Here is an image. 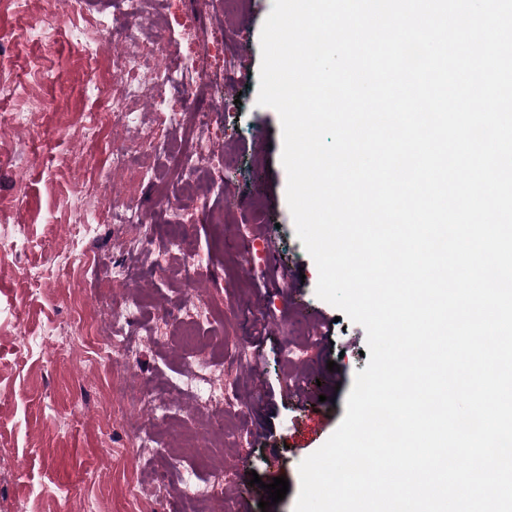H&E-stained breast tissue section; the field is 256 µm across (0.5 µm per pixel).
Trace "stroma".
<instances>
[{
  "label": "stroma",
  "mask_w": 512,
  "mask_h": 512,
  "mask_svg": "<svg viewBox=\"0 0 512 512\" xmlns=\"http://www.w3.org/2000/svg\"><path fill=\"white\" fill-rule=\"evenodd\" d=\"M272 4L146 0L168 28L169 55L210 45L220 29L237 62L213 71L240 103L215 113V160L189 185L163 148L190 127L171 126L145 99L130 104L142 127L107 117L121 85L96 26L116 18L117 0H84L76 15L66 0H0V448L20 462L0 463V512H234L237 481L205 504L184 494L187 475L205 478L219 463L261 478L248 489L250 512L285 477L277 509L294 512L299 465L344 418L369 358L365 329L315 292L318 270L286 200L280 117L256 103ZM219 171L220 193L210 186ZM261 173L263 190L253 186ZM162 190L183 207L182 237L202 264L171 251ZM130 205L147 223H125ZM79 209L90 212L91 237L69 220ZM117 265L131 270L129 283H113ZM285 267L305 275L296 292L282 284ZM189 289L206 303L204 353L222 366L242 419L194 414L179 384L194 365L177 343ZM74 320L93 334L68 348L60 333ZM114 332L132 357L107 366L99 339Z\"/></svg>",
  "instance_id": "stroma-1"
}]
</instances>
